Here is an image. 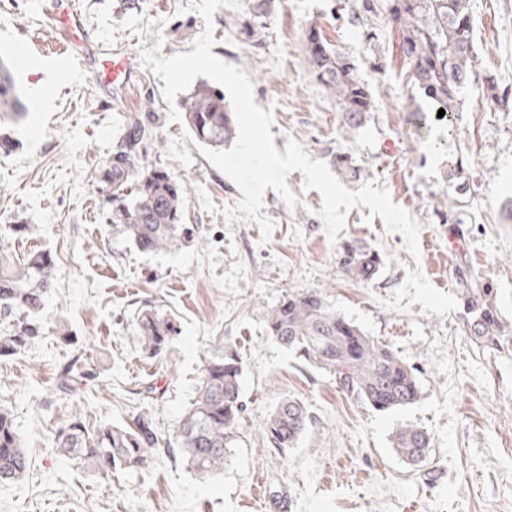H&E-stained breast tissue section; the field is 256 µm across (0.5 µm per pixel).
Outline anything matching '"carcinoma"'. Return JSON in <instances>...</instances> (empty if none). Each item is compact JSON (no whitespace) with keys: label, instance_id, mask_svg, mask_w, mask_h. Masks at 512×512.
Listing matches in <instances>:
<instances>
[{"label":"carcinoma","instance_id":"cac0c4a2","mask_svg":"<svg viewBox=\"0 0 512 512\" xmlns=\"http://www.w3.org/2000/svg\"><path fill=\"white\" fill-rule=\"evenodd\" d=\"M398 33L399 53L408 81L422 90L437 108L458 111L459 89L476 78V48L469 0H361L354 21L381 12ZM305 50L315 80L341 106L342 128L356 132L373 108L371 93L359 78L356 65L336 50L317 26L308 28ZM194 137L221 147L237 132L234 112L224 91L201 84L182 104ZM26 116L16 92L11 66L0 59V122L18 123ZM154 127L151 113L124 116L112 156L99 171L100 189L112 201V223L123 227L127 238L143 250H160L188 238L193 229L182 223L184 186L149 158L147 144ZM334 165L345 178L355 179L360 168L348 155L338 154ZM336 264L358 282L374 279L380 255L360 241H344L336 250ZM459 296L466 311L470 336L484 349L498 352L512 337L507 333L496 293L485 281L459 271ZM54 284V262L47 250L35 251L15 263L0 250V317L17 312L24 319L11 333L0 336V355H13L43 333L40 316L47 290ZM134 326L148 354L160 356L178 335L175 319L152 307L141 308ZM267 329L287 352L336 378L341 389L377 411L408 407L420 398V383L413 369L391 346L368 335L339 313L322 291H290L268 313ZM86 372L73 366L60 375L59 391L73 394ZM242 365L238 354L226 350L210 360L199 380L195 397L168 441L158 435L146 413L134 425L90 428L74 416L58 430L54 445L82 469L103 479L117 469L142 468L161 449L176 447L188 467L201 479L224 470L229 448L243 412ZM311 415L298 399H283L271 411L264 432L276 448H293L307 433ZM392 448L408 462L423 460L431 435L405 424L391 436ZM29 456L11 414L0 409V485L26 475Z\"/></svg>","mask_w":512,"mask_h":512}]
</instances>
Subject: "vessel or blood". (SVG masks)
<instances>
[{
  "label": "vessel or blood",
  "instance_id": "vessel-or-blood-1",
  "mask_svg": "<svg viewBox=\"0 0 512 512\" xmlns=\"http://www.w3.org/2000/svg\"><path fill=\"white\" fill-rule=\"evenodd\" d=\"M49 21L63 38L60 58L78 63L100 83L111 87L114 95L124 93L134 69L132 57L120 50L103 53L90 40L83 28L76 0H56Z\"/></svg>",
  "mask_w": 512,
  "mask_h": 512
}]
</instances>
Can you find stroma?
<instances>
[{
    "mask_svg": "<svg viewBox=\"0 0 512 512\" xmlns=\"http://www.w3.org/2000/svg\"><path fill=\"white\" fill-rule=\"evenodd\" d=\"M214 14L212 54L253 83L255 102L273 108L277 150L297 141L311 159L351 155L361 169L350 190L376 181L422 226L420 255L401 234L384 232L381 217L353 208L340 239L375 247L382 266L370 282H355L336 265L319 212L318 191L302 192L303 175L287 183L302 202L289 208L266 189L263 213L276 228L262 241L256 223H227L223 207L242 194L200 153L191 166L166 158L171 140L189 131L168 119L164 82L136 68L122 98L91 76L51 66L58 48L48 15L55 0H0V56L12 63L27 116L0 126L14 140L0 149V249L20 259L50 251L55 281L44 298V330L25 351L0 357V407L14 420L31 460L22 480L0 486V512H512V345L493 355L468 333L457 297L458 269L497 291L512 329V221L501 211L512 199V0H470L478 48L475 70L493 75L505 102L489 108L478 81L459 93L456 113L439 119L430 102L406 84L397 35L385 15L372 18L366 40L352 22L357 0H274L256 17L255 0ZM189 0H79L84 28L109 6L117 49L162 57L193 50L201 16ZM133 15L162 21L160 33L124 29ZM354 60L373 110L355 133H344L341 108L312 76L304 52L310 25ZM382 56L384 71L371 69ZM156 114L150 157L187 187L184 221L195 241L143 251L112 221V205L97 182L123 117ZM426 120L415 123L414 110ZM462 159L465 171L448 173ZM204 188L217 213L203 209ZM446 200L457 230L434 208ZM25 224L22 236L5 233ZM320 289L337 309L390 345L413 368L422 389L410 407L380 413L340 389L333 376L285 351L270 336L269 310L291 290ZM152 306L177 317L180 334L159 357L143 348L135 312ZM242 359L244 412L223 472L200 481L179 453L160 452L147 466L102 480L61 455L57 431L74 414L93 426L123 424L140 413L171 437L195 396L205 364L222 348ZM81 362L90 377L76 397L58 390L61 371ZM307 406L312 425L297 447H272L264 424L278 401ZM405 423L427 428V459L412 466L390 437Z\"/></svg>",
    "mask_w": 512,
    "mask_h": 512,
    "instance_id": "35a3bbf8",
    "label": "stroma"
}]
</instances>
